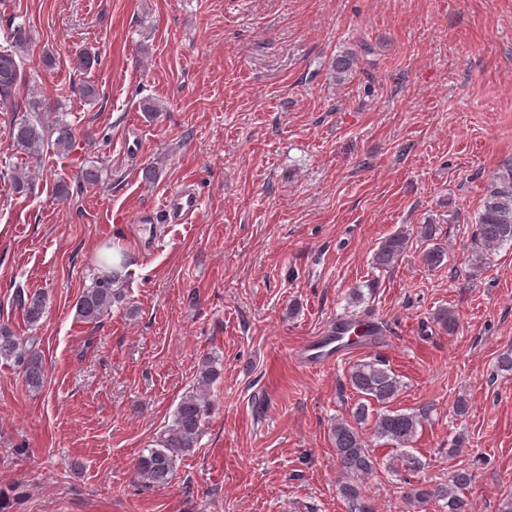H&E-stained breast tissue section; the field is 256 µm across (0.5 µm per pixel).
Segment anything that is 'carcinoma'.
Returning <instances> with one entry per match:
<instances>
[{
  "mask_svg": "<svg viewBox=\"0 0 512 512\" xmlns=\"http://www.w3.org/2000/svg\"><path fill=\"white\" fill-rule=\"evenodd\" d=\"M7 45L0 47V107L13 113L10 122V138L13 144L35 163L42 161L45 146H50L58 156L69 155L76 144L75 129L62 116L52 124L43 121L42 113L52 108L42 101L30 99L27 106L17 101V94L24 73V56L27 37L21 29H15L6 37ZM352 54L338 55L331 62V71L340 78L355 65ZM102 167L90 162L77 174L79 186L95 188L102 182ZM19 196H27L32 190V179L24 172L13 171L9 175ZM436 228L432 224L421 226L420 237L433 245L424 252V261L433 267L440 265L444 250L434 243ZM475 236L479 241L481 256H488L501 246L512 243V173L504 175L490 186L478 213ZM409 239L403 232L384 238L373 255V264L379 268H391L406 252ZM127 259L105 266L94 274L91 284L84 289L76 303V315L86 323H98L109 314L112 306L123 301L126 283ZM15 303L29 327L39 325L46 310V295L40 290L18 291ZM36 336L20 337L8 327L0 326V359L12 360L22 371L25 384L39 389L45 380V368L37 349ZM221 378V371L214 358L207 356L199 364L194 388L182 397L174 412L172 424L155 441V447L142 453L135 463V473L145 487H161L173 476L175 462L183 454L197 447L203 423L212 411L211 387ZM349 384L358 394L351 416L338 420L330 429V437L336 457L343 470L338 492L347 504L348 512H376L364 490V480L377 470L374 449L363 437L361 425L372 422V434L377 440L395 451L388 469L414 474L425 467L420 457L408 450L416 441L418 427L425 415L403 412L391 408L400 391V381L395 373L375 359L357 365L349 374ZM473 481L468 467L457 469L446 483L428 486L414 485L409 488V502L424 506L431 501L441 503L442 512H469L466 490Z\"/></svg>",
  "mask_w": 512,
  "mask_h": 512,
  "instance_id": "1",
  "label": "carcinoma"
}]
</instances>
